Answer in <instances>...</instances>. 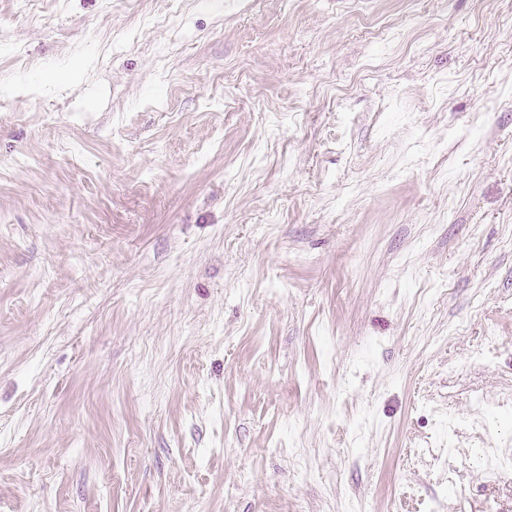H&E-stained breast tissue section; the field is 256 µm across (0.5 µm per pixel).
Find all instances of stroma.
<instances>
[{"mask_svg": "<svg viewBox=\"0 0 512 512\" xmlns=\"http://www.w3.org/2000/svg\"><path fill=\"white\" fill-rule=\"evenodd\" d=\"M0 512H512V0H0Z\"/></svg>", "mask_w": 512, "mask_h": 512, "instance_id": "35a3bbf8", "label": "stroma"}]
</instances>
